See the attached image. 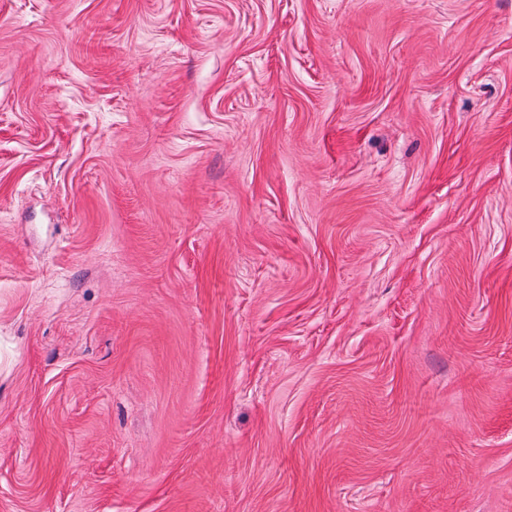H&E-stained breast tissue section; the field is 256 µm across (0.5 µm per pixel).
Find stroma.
I'll return each mask as SVG.
<instances>
[{"label":"stroma","instance_id":"35a3bbf8","mask_svg":"<svg viewBox=\"0 0 512 512\" xmlns=\"http://www.w3.org/2000/svg\"><path fill=\"white\" fill-rule=\"evenodd\" d=\"M0 512H512V0H0Z\"/></svg>","mask_w":512,"mask_h":512}]
</instances>
